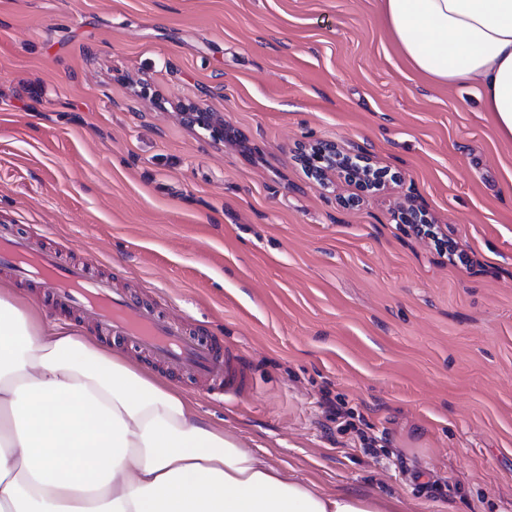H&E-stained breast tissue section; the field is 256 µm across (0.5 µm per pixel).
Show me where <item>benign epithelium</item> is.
I'll list each match as a JSON object with an SVG mask.
<instances>
[{"label":"benign epithelium","instance_id":"obj_1","mask_svg":"<svg viewBox=\"0 0 512 512\" xmlns=\"http://www.w3.org/2000/svg\"><path fill=\"white\" fill-rule=\"evenodd\" d=\"M181 116L186 124L209 131L214 139H224V120L214 113L195 103H189L183 107ZM300 160L315 173L320 187L329 186V180L339 175L354 183L361 192H372L381 188V182L371 178L370 173L374 168L362 150L347 154L340 151L335 143L324 141L302 149Z\"/></svg>","mask_w":512,"mask_h":512}]
</instances>
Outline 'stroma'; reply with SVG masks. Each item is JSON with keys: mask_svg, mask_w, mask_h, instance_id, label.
I'll return each instance as SVG.
<instances>
[{"mask_svg": "<svg viewBox=\"0 0 512 512\" xmlns=\"http://www.w3.org/2000/svg\"><path fill=\"white\" fill-rule=\"evenodd\" d=\"M315 141L398 179L350 203ZM0 226L223 338L249 393L161 376L287 475L512 512V138L397 55L379 0H0ZM180 112L182 119L189 126H198L210 132L216 140H224V120L212 112H207L198 104L189 103ZM421 217L422 212L420 210L415 208H407L400 213L398 218L401 224H421V226L418 228L419 235L423 234L424 236L432 238L437 249L442 252V255H446L448 257V261L450 263L454 264L456 260L459 262L463 261V254L461 251L458 252L456 242L452 240H448L449 242L444 241L443 237H439L437 228L428 224H422L420 222Z\"/></svg>", "mask_w": 512, "mask_h": 512, "instance_id": "35a3bbf8", "label": "stroma"}]
</instances>
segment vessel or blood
<instances>
[{
  "label": "vessel or blood",
  "instance_id": "vessel-or-blood-1",
  "mask_svg": "<svg viewBox=\"0 0 512 512\" xmlns=\"http://www.w3.org/2000/svg\"><path fill=\"white\" fill-rule=\"evenodd\" d=\"M0 268L17 279L50 282L55 306L79 313L99 335L187 379L236 397L251 389L250 373L235 350L209 334L184 329L148 304L115 291L110 281L91 277L85 265L67 262L27 236L0 234Z\"/></svg>",
  "mask_w": 512,
  "mask_h": 512
}]
</instances>
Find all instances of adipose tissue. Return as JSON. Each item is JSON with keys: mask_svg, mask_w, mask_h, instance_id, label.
I'll list each match as a JSON object with an SVG mask.
<instances>
[{"mask_svg": "<svg viewBox=\"0 0 512 512\" xmlns=\"http://www.w3.org/2000/svg\"><path fill=\"white\" fill-rule=\"evenodd\" d=\"M437 84L474 83L512 138V0H381ZM328 494L213 428L158 376L0 291V512H399Z\"/></svg>", "mask_w": 512, "mask_h": 512, "instance_id": "adipose-tissue-1", "label": "adipose tissue"}]
</instances>
